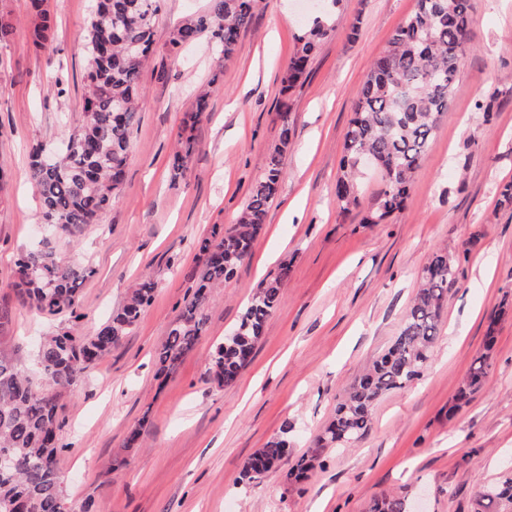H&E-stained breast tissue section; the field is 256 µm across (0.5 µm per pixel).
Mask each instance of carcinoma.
Segmentation results:
<instances>
[{
	"instance_id": "obj_1",
	"label": "carcinoma",
	"mask_w": 512,
	"mask_h": 512,
	"mask_svg": "<svg viewBox=\"0 0 512 512\" xmlns=\"http://www.w3.org/2000/svg\"><path fill=\"white\" fill-rule=\"evenodd\" d=\"M164 0H95L86 32L88 57L83 73L81 116L61 145L51 149L36 143L30 166L43 223L57 232L73 233L96 224L122 190L132 130L145 105L142 68L155 45V18ZM257 0H209L207 10L175 28L168 45L177 52L206 36L217 50L218 62L232 57L241 30L253 15ZM30 26L35 51L51 47L53 18L44 0H31ZM471 0H416L415 9L392 34L386 50L376 57L359 87L354 116L344 137V157L334 194L348 213L361 205L358 181L362 161L371 157L382 172L384 188L363 217L380 224L399 210L410 195L414 173L424 161L464 56L473 47ZM333 32L326 17L316 16L297 38L282 83L296 87L318 46ZM210 91L198 94L185 125L194 126L207 109ZM279 142L270 151L263 178L252 188L237 224L220 241L204 239L203 268L196 288L156 351L158 371L169 372L195 347L201 336L203 312L212 300L211 288L233 277L251 257L254 242L266 223L284 176L283 159L292 138L288 105L280 107ZM196 150L195 139L181 131L172 170L179 175ZM289 267L283 266L256 289L236 328L210 354L213 378L220 386L235 382L248 364L265 323L280 303ZM86 272L57 255L48 244L23 248L15 260L12 291L16 302L47 316L67 315L77 321L79 286ZM458 283L456 261L439 250L429 258L419 288L408 306L402 329L371 368L337 404L336 414L317 435L314 446L344 448L368 431L375 402L420 379L429 352L442 330L448 291ZM155 282L147 277L122 306L90 336L66 325L40 340L34 364L49 377L44 386L17 353L0 352V451L12 454L13 467L0 472V512H63L71 504L58 469L60 451L58 402L62 392L80 386L86 370L105 358L127 336L150 306ZM494 337L470 364L457 389L453 413L470 403L485 385ZM288 455V427L245 462L242 479L252 481L279 468ZM317 456H303L286 478L300 481L314 468ZM512 506V472L487 488L477 512H500ZM406 497L377 498L369 512H407Z\"/></svg>"
}]
</instances>
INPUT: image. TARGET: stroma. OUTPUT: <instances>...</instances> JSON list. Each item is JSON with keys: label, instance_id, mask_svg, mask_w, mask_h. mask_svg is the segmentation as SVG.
Masks as SVG:
<instances>
[{"label": "stroma", "instance_id": "1", "mask_svg": "<svg viewBox=\"0 0 512 512\" xmlns=\"http://www.w3.org/2000/svg\"><path fill=\"white\" fill-rule=\"evenodd\" d=\"M52 50L28 40L30 0H0L14 34L0 47V300L14 258L45 238L29 168L33 143H57L80 116L91 0H46ZM208 0H165L156 52L143 69L146 106L134 126L124 184L98 223L56 239L59 253L92 276L79 292L82 335L92 334L130 288L151 275L150 307L120 345L65 392L58 464L74 504L96 512H367L383 495H425L428 512H473L483 487L512 463V0H473L474 48L462 60L404 207L385 223L361 218L381 190L367 174L360 209L333 195L358 87L415 0H341L335 29L301 83L281 77L306 19L298 0H260L234 56L216 64L198 41L169 53L171 31ZM359 32H352L354 18ZM210 88L197 147L183 176L170 162L184 112ZM495 97L484 120L477 108ZM287 102L292 139L284 177L249 262L214 286L195 350L170 374L155 352L203 266L201 239L225 233L261 179ZM459 262L442 331L422 379L376 403L358 443L323 453L308 478L284 472L240 480L245 461L290 426L288 463L311 454L346 389L399 334L429 257ZM289 266L278 306L231 385L213 380L210 353L236 325L260 283ZM64 317L12 305L0 350L31 352ZM496 336L486 386L456 414L448 406L472 359ZM137 447H126L131 431Z\"/></svg>", "mask_w": 512, "mask_h": 512}]
</instances>
